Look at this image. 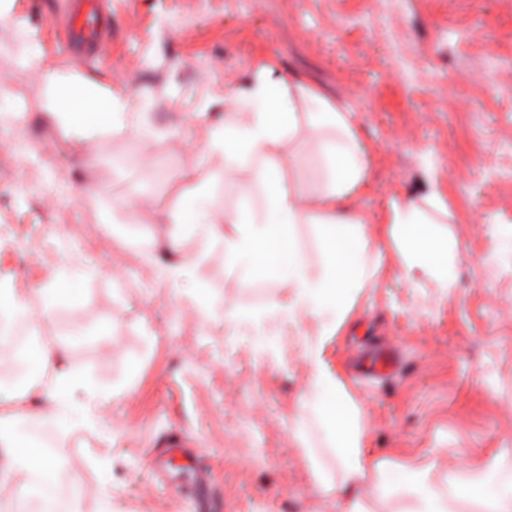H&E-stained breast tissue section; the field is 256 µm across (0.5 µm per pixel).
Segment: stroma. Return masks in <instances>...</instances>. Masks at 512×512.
<instances>
[{
	"instance_id": "stroma-1",
	"label": "stroma",
	"mask_w": 512,
	"mask_h": 512,
	"mask_svg": "<svg viewBox=\"0 0 512 512\" xmlns=\"http://www.w3.org/2000/svg\"><path fill=\"white\" fill-rule=\"evenodd\" d=\"M64 2L0 0V281L50 307L39 324L12 320L0 384L26 370L15 339L47 340L106 397L96 430L65 436L46 402L14 407L34 448L61 462L59 512L75 483L83 512H99L107 481L112 512H198L176 476L153 469L174 433L194 440L222 512H336L312 492L295 440L301 429L318 447L323 431L298 407L314 369L303 337L281 326L282 282L245 277L223 243L204 251L189 233L180 257L206 292L197 308L133 248L163 243L159 218L189 180L239 201L244 175L225 177L223 154L181 130L254 65L355 101L376 147L366 209L423 194L429 166L449 191L452 296L381 281L328 350L361 410L366 456L439 482L492 460L512 473V0H108L106 50L80 66L55 21ZM43 69L122 90L155 140L71 138L45 116ZM94 184L105 193H88ZM381 346L398 358L389 377L363 368Z\"/></svg>"
}]
</instances>
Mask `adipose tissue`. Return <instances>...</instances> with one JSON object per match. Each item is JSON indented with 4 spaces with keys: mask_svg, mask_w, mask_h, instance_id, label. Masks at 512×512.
I'll return each mask as SVG.
<instances>
[{
    "mask_svg": "<svg viewBox=\"0 0 512 512\" xmlns=\"http://www.w3.org/2000/svg\"><path fill=\"white\" fill-rule=\"evenodd\" d=\"M43 80L50 95L48 119L72 137L86 140L127 132L130 103L123 94L102 91L55 70L44 71ZM219 105L224 113L218 122H211L210 109ZM198 126L206 150L222 153L227 171L248 173L245 201L219 206L208 183L196 181L165 215L173 229L164 251L142 246L138 254L174 284L186 273L185 265L175 258L186 227L202 246L223 242L224 258L230 263L242 266L252 257L280 255L275 276L286 285L285 316L291 325L309 324L315 329L314 340L305 348L314 376L300 405L321 404L331 462L326 465L309 455L312 490L335 497L339 512H367L351 490L374 472L381 477L382 495L403 500L401 512H453V502L463 498L486 512H512V484L493 497L480 493L493 480L494 466L484 465L438 484L425 468L404 474L367 462L361 412L326 356L368 282L392 274L412 284L427 279L451 293L455 281L448 238L436 229L448 216L444 194L432 186L418 197L392 194L373 213L363 208L359 200L372 183L373 154L354 102L325 96L302 77L284 75L270 65L251 70L246 83L225 88L223 96L210 99L208 107L198 112ZM301 137L313 144L322 161V178L310 201L289 176L296 156L284 151L286 142ZM302 224L319 239L318 263H311L298 244L296 231ZM64 358L61 346L37 344L23 382L0 386V447L9 452L10 471L23 477L20 501L39 496L42 512H55L53 488L60 463L30 447L8 410L20 396H45L51 401L47 417L60 432L94 425L88 409L75 400L82 384L64 367Z\"/></svg>",
    "mask_w": 512,
    "mask_h": 512,
    "instance_id": "obj_1",
    "label": "adipose tissue"
}]
</instances>
